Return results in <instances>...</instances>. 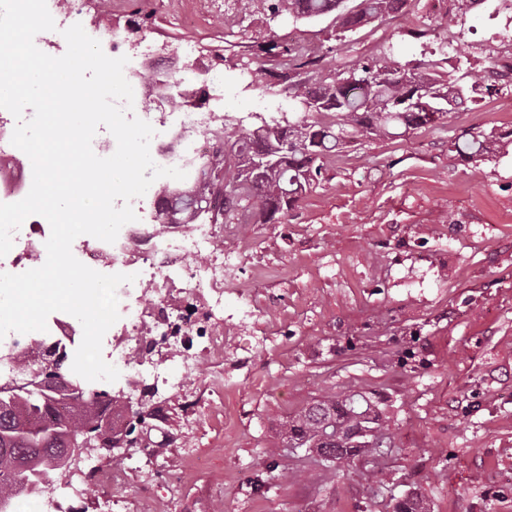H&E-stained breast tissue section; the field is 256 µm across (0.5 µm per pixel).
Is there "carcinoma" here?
Instances as JSON below:
<instances>
[{
	"label": "carcinoma",
	"mask_w": 512,
	"mask_h": 512,
	"mask_svg": "<svg viewBox=\"0 0 512 512\" xmlns=\"http://www.w3.org/2000/svg\"><path fill=\"white\" fill-rule=\"evenodd\" d=\"M273 16L288 12L298 19L314 21L336 13L338 33L352 32L383 15L397 13L406 0H266ZM461 75L438 69H406L395 62L371 61L346 71V76L317 72L308 81L288 87L302 118L285 123H262L236 136L224 135L217 166L202 164L195 184L186 195L171 197L172 190L157 191L155 222L158 224H239L248 217L257 224H279L303 194L314 189L324 159L356 137H373L401 129L431 127L446 121L458 107L471 102L480 89H497L499 73L490 67L487 75L467 83ZM512 140L490 130L467 132L454 142L453 152L462 159L489 153L491 147L505 151ZM103 399L90 405L68 398L63 410L34 387L0 398V499L15 498L17 486L34 494L61 478L58 469L49 478L21 475L15 470L21 458L38 452L59 456L69 447L68 436L84 428L101 427L104 415L120 395L102 392ZM376 417L371 408H357L353 397L318 400L287 424L288 440L313 448L329 463L347 456L334 438Z\"/></svg>",
	"instance_id": "cac0c4a2"
}]
</instances>
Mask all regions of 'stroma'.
<instances>
[{
	"instance_id": "obj_1",
	"label": "stroma",
	"mask_w": 512,
	"mask_h": 512,
	"mask_svg": "<svg viewBox=\"0 0 512 512\" xmlns=\"http://www.w3.org/2000/svg\"><path fill=\"white\" fill-rule=\"evenodd\" d=\"M83 6L88 23L127 24L167 47L194 43L224 70L228 112L295 111L287 82L271 74L274 48L294 41L331 64L387 56L415 66L434 47L410 32L430 30L480 75L512 27L490 6L458 20L429 0H407L342 40L333 16L274 17L263 0ZM193 12L196 24H184ZM246 67L253 83L241 79ZM482 129L512 132V90L483 94L435 127L358 138L325 160L319 186L282 223L225 235L237 261L222 318L194 341L198 368L160 385L166 418L137 427L135 448L118 459L95 451L123 476L112 488L117 512H392L411 493L427 512H512V153L475 162L449 150L462 131ZM350 394L378 413L384 448L333 470L286 447L287 421ZM254 477L262 492L249 487Z\"/></svg>"
}]
</instances>
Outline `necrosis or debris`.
<instances>
[{
    "instance_id": "4bbe7bcc",
    "label": "necrosis or debris",
    "mask_w": 512,
    "mask_h": 512,
    "mask_svg": "<svg viewBox=\"0 0 512 512\" xmlns=\"http://www.w3.org/2000/svg\"><path fill=\"white\" fill-rule=\"evenodd\" d=\"M151 43L140 42L135 57L124 68V76L136 89L133 113L149 122L155 130L150 142L153 161L162 167L188 169L189 161L196 156L214 158L216 146L197 139L203 129L222 132L224 129V75L209 73L206 80L208 105L205 110L193 111L187 105L160 114L152 112L150 95L171 92L170 73L165 67L141 71L138 59L152 55ZM15 119L7 110L0 109V203H14L23 199L32 185L31 161L27 155L10 142ZM150 196L133 199L131 205L140 227L132 231L121 228L114 243H106L89 235L77 237L72 244L73 255L86 266L103 274L135 273L131 283L121 284L116 295L120 299L118 310L124 345L113 344L111 336L103 338V357L121 372L127 382L128 395L140 399L145 410L153 405L146 395L157 386L160 371L140 356L144 345H165L176 349L185 369H194L198 355L193 350L195 326L190 317L180 314L185 291L208 292L209 301H199L195 309L203 316H210L213 308L224 305V265L213 261L218 238L211 224H171L163 232H156L153 214L148 211ZM50 236V226L39 215L29 216L13 236L10 252L0 258V272L18 274L44 264L47 252L45 243ZM185 257L196 258V265L186 267L187 289L165 288L158 280L170 263ZM155 284L156 300H143L147 284ZM98 478L111 484L112 473L103 471L95 460H87L82 478H67L57 492L43 498L39 512H73L81 504L88 478Z\"/></svg>"
}]
</instances>
